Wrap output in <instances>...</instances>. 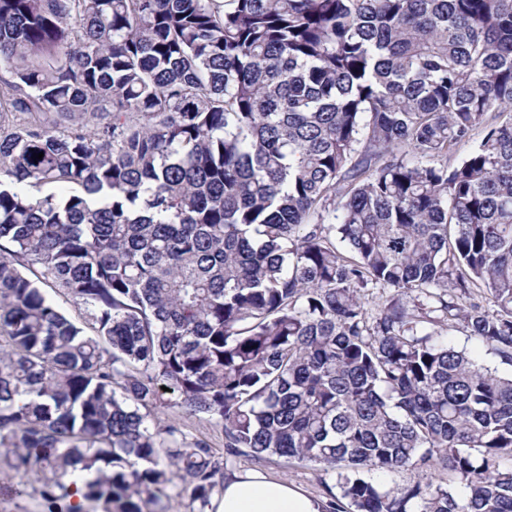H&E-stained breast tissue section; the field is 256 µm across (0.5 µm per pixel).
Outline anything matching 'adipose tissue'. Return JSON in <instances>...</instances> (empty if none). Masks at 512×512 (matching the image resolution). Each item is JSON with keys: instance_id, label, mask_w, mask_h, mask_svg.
I'll list each match as a JSON object with an SVG mask.
<instances>
[{"instance_id": "ef3b65f1", "label": "adipose tissue", "mask_w": 512, "mask_h": 512, "mask_svg": "<svg viewBox=\"0 0 512 512\" xmlns=\"http://www.w3.org/2000/svg\"><path fill=\"white\" fill-rule=\"evenodd\" d=\"M212 505L215 512H321L322 508L320 501L294 485L258 472L226 479L222 495Z\"/></svg>"}]
</instances>
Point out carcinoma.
I'll use <instances>...</instances> for the list:
<instances>
[{
    "label": "carcinoma",
    "mask_w": 512,
    "mask_h": 512,
    "mask_svg": "<svg viewBox=\"0 0 512 512\" xmlns=\"http://www.w3.org/2000/svg\"><path fill=\"white\" fill-rule=\"evenodd\" d=\"M457 322L512 366V0H0V458L46 512H207L171 407L326 512H512ZM47 293V295L54 300V302L75 322L78 324L84 325L86 330L90 332L89 326L85 323V313L83 308L74 303L72 300L64 297L63 295L55 292L50 287H43Z\"/></svg>",
    "instance_id": "obj_1"
}]
</instances>
